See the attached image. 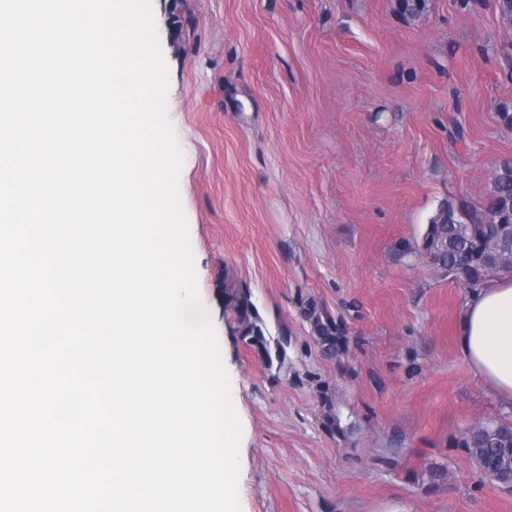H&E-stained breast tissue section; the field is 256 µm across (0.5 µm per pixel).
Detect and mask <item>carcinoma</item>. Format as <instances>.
I'll use <instances>...</instances> for the list:
<instances>
[{
    "instance_id": "carcinoma-1",
    "label": "carcinoma",
    "mask_w": 512,
    "mask_h": 512,
    "mask_svg": "<svg viewBox=\"0 0 512 512\" xmlns=\"http://www.w3.org/2000/svg\"><path fill=\"white\" fill-rule=\"evenodd\" d=\"M402 15L421 19L428 10V0H398ZM443 242L442 262L453 273L460 262L468 268L464 285L475 287L493 276L512 273V161L501 162L493 173L491 190L478 209L448 201V208L437 209L429 219L416 254L434 263L431 245ZM224 304L235 316L242 341L265 359H271L270 341L266 338L249 289L230 284L224 288ZM304 316L310 323L323 356L342 365L347 340L326 311L309 301ZM323 425L331 432L340 431L329 390L321 391ZM467 449L483 475L503 484L512 481V424L489 422L464 431L456 441Z\"/></svg>"
}]
</instances>
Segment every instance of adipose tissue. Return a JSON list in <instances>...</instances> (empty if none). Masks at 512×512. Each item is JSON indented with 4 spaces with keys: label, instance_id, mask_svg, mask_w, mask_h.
<instances>
[{
    "label": "adipose tissue",
    "instance_id": "obj_1",
    "mask_svg": "<svg viewBox=\"0 0 512 512\" xmlns=\"http://www.w3.org/2000/svg\"><path fill=\"white\" fill-rule=\"evenodd\" d=\"M457 336L472 373L498 400L512 405V278L470 291Z\"/></svg>",
    "mask_w": 512,
    "mask_h": 512
}]
</instances>
